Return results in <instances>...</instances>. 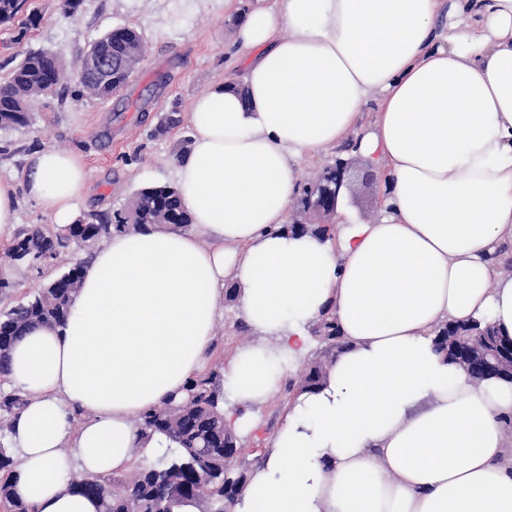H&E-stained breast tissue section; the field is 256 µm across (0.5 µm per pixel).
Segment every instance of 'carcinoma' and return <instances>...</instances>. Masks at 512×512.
Instances as JSON below:
<instances>
[{
    "label": "carcinoma",
    "mask_w": 512,
    "mask_h": 512,
    "mask_svg": "<svg viewBox=\"0 0 512 512\" xmlns=\"http://www.w3.org/2000/svg\"><path fill=\"white\" fill-rule=\"evenodd\" d=\"M25 0H0V23L14 19ZM112 55V80L95 77L80 60L76 78L83 91L102 100L118 94L129 83L134 68L127 63L133 52H144V42L134 27L111 30L93 41ZM68 78L59 59L45 50H33L0 83V128L29 124V99L35 95L54 93ZM191 219L183 209L178 192L171 184L154 185L139 190L126 209L112 214H96L88 224L60 225L54 231L40 226L22 230L8 255L15 260H32L50 264L58 255L80 240L90 252L112 233L146 232L156 224L176 228L189 226ZM82 262L68 266L41 292L29 300L0 313V371L14 341L25 329L40 323L48 326L65 324L70 306L80 288ZM312 331L326 351L341 348L332 320L317 322ZM464 337L473 341L477 351L508 350L512 340L499 336L486 323L465 327ZM327 363L308 365L299 388L307 390L321 384ZM223 363L217 362L209 372L188 384L185 396L145 413L140 421L141 434L164 440L165 455L155 464L135 466L121 478L90 479L72 472L69 488L79 494L92 495L100 501V512H183L187 507L207 505L210 512H232L239 492L247 484L251 463L240 457L224 460V399L222 391ZM25 403L19 389L0 390V502L12 507L11 512H29L12 498L10 473L15 458L9 449L12 423Z\"/></svg>",
    "instance_id": "carcinoma-1"
}]
</instances>
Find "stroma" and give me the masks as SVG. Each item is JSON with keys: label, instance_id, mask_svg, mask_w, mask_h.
I'll list each match as a JSON object with an SVG mask.
<instances>
[{"label": "stroma", "instance_id": "obj_1", "mask_svg": "<svg viewBox=\"0 0 512 512\" xmlns=\"http://www.w3.org/2000/svg\"><path fill=\"white\" fill-rule=\"evenodd\" d=\"M250 0H204L193 12L173 7L172 0H83L75 15H66L60 0H27L13 22L0 24V81L31 50L54 53L67 71H75L81 53L96 38L124 26L141 33L146 54L127 87L107 101L79 94L69 81L63 94L34 102L27 126L0 129V177H21L27 157L45 147L82 155L89 195L79 211L84 218L125 209L146 186L173 183L174 158L183 140L191 138L189 122L160 130L171 107L188 113L193 100L216 80L240 73L236 44L237 18ZM34 27H26L29 14ZM351 183L345 210L359 222L378 217L383 207L381 181L369 180L376 165L368 157L348 153ZM12 288L0 293V310L28 300L65 271V264L38 268L25 262L11 265ZM215 328L212 359L229 360L235 349L251 342L237 303L222 304ZM323 344L312 340L305 359L282 361L283 387L269 402L252 407L239 432L251 464L263 461L267 447L284 422L288 385L298 384L308 363L322 357Z\"/></svg>", "mask_w": 512, "mask_h": 512}]
</instances>
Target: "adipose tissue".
<instances>
[{
    "mask_svg": "<svg viewBox=\"0 0 512 512\" xmlns=\"http://www.w3.org/2000/svg\"><path fill=\"white\" fill-rule=\"evenodd\" d=\"M238 41L243 76L195 99L175 162L190 228L113 234L66 324L31 325L9 353L26 397L16 498L98 512L68 492L72 468L133 464L140 417L202 372L231 275L256 335L224 367L233 428L323 314L342 341L234 512H512V382L472 380L436 343L445 323L512 339V0H256ZM347 142L383 168L380 215L338 212L334 238L285 231L306 160ZM87 192L79 154L34 152L22 180L0 179V238L19 195L64 225Z\"/></svg>",
    "mask_w": 512,
    "mask_h": 512,
    "instance_id": "1",
    "label": "adipose tissue"
}]
</instances>
